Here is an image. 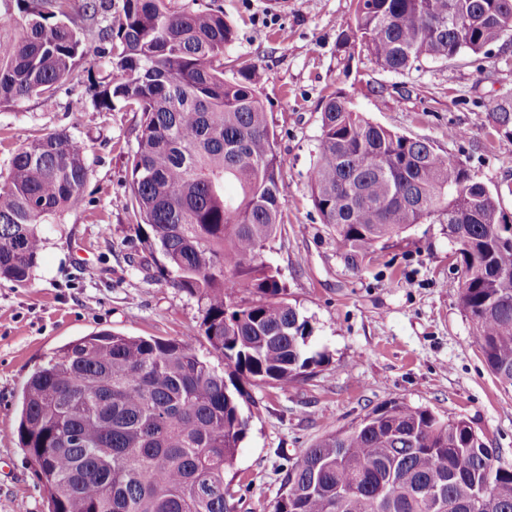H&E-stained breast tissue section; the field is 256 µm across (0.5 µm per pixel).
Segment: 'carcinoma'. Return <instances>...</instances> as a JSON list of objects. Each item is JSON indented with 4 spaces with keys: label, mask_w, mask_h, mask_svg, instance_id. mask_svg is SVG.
Instances as JSON below:
<instances>
[{
    "label": "carcinoma",
    "mask_w": 512,
    "mask_h": 512,
    "mask_svg": "<svg viewBox=\"0 0 512 512\" xmlns=\"http://www.w3.org/2000/svg\"><path fill=\"white\" fill-rule=\"evenodd\" d=\"M17 36L0 33V106L48 102L91 56L112 72L92 103L142 114L131 162L135 231L162 275L202 304L188 339L99 330L58 349L23 388L19 447L49 512H234L225 474L249 429L244 384L286 389L326 355L285 299L264 254L287 186L254 63L224 75L235 39L220 0H3ZM96 29L94 40L85 30ZM512 39V0H355L344 40L380 68L479 55ZM488 121L512 143V97ZM311 197L347 262L370 263L416 224L442 218L462 268L460 304L488 369L512 388V222L499 194L428 140L374 123L349 95L321 112ZM86 148L56 132L12 159L0 185V279L23 286L42 219L81 201ZM248 290L249 304L236 301ZM271 512H512V470L470 423L388 401L317 441L288 471Z\"/></svg>",
    "instance_id": "1"
}]
</instances>
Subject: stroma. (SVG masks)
Listing matches in <instances>:
<instances>
[{
	"label": "stroma",
	"instance_id": "obj_1",
	"mask_svg": "<svg viewBox=\"0 0 512 512\" xmlns=\"http://www.w3.org/2000/svg\"><path fill=\"white\" fill-rule=\"evenodd\" d=\"M236 30L228 59L258 64L262 99L288 184L281 229L265 254L288 301L311 328V350L327 360L288 390L250 387L242 405L249 430L226 478L235 512H268L288 467L324 436L401 400L466 419L512 467V390L487 368L473 322L459 304L461 269L445 225H415L352 268L321 223L308 176L327 97L343 91L371 121L430 140L462 160L512 220V152L487 120L493 100L512 96V44L395 73L343 44L353 0H221ZM89 58L60 84L51 103L33 97L0 107V184L22 144L72 134L86 147L89 178L75 207L45 217L43 247L31 281H0V512H48L46 493L17 438L22 391L31 373L76 338L107 329L179 339L202 317L197 297L159 274V255L136 236L130 161L140 113L115 105L97 111L88 75H107ZM465 130L462 138L451 137Z\"/></svg>",
	"mask_w": 512,
	"mask_h": 512
}]
</instances>
